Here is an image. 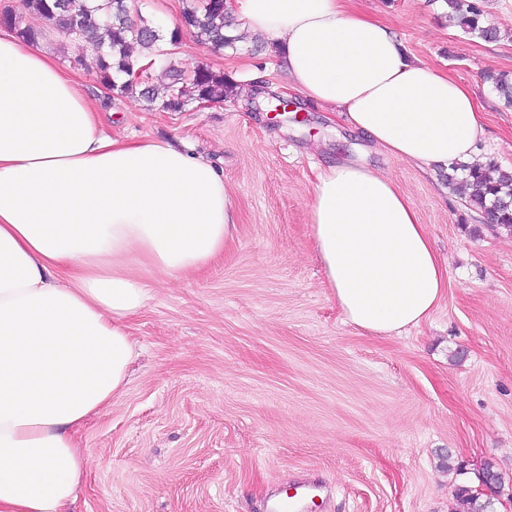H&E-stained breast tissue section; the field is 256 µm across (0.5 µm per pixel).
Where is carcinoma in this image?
I'll return each instance as SVG.
<instances>
[{"mask_svg":"<svg viewBox=\"0 0 512 512\" xmlns=\"http://www.w3.org/2000/svg\"><path fill=\"white\" fill-rule=\"evenodd\" d=\"M450 17L459 25L485 40L496 38V30L484 25L476 0H447ZM49 18L74 45L79 65L92 59L100 84L111 94L137 96L149 109L183 112L193 103H221L232 98L236 85L208 66H200L186 75L169 60L167 43L176 45L187 30L197 42L213 52H221L234 43L225 34L231 19L224 0H188L181 23L169 34L141 14H131L126 0H21L20 9L0 12V26L27 41H36L40 30L26 21L29 15ZM145 69V77H136ZM485 79L512 107V78L488 74ZM448 184L463 189L470 208L487 217L486 226L512 233V170L491 160L485 165L466 166L457 161L448 164ZM457 512H494L491 499L457 493Z\"/></svg>","mask_w":512,"mask_h":512,"instance_id":"1","label":"carcinoma"}]
</instances>
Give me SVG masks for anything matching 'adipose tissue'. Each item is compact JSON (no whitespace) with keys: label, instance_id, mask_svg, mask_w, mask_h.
Here are the masks:
<instances>
[{"label":"adipose tissue","instance_id":"1","mask_svg":"<svg viewBox=\"0 0 512 512\" xmlns=\"http://www.w3.org/2000/svg\"><path fill=\"white\" fill-rule=\"evenodd\" d=\"M228 11L282 47L288 89L377 148L426 167L476 158L475 93L409 59L352 0H230ZM310 222L351 324L390 335L438 306L448 270L389 176L321 170ZM236 228L210 158L112 137L51 50L0 35V512H66L89 471L76 432L125 388L128 322L150 274L204 267Z\"/></svg>","mask_w":512,"mask_h":512}]
</instances>
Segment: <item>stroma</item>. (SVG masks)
Segmentation results:
<instances>
[{
  "label": "stroma",
  "instance_id": "35a3bbf8",
  "mask_svg": "<svg viewBox=\"0 0 512 512\" xmlns=\"http://www.w3.org/2000/svg\"><path fill=\"white\" fill-rule=\"evenodd\" d=\"M486 40L448 18L445 0H356L406 50L470 87L486 128L482 160L512 169V107L488 75L512 77V0H477ZM80 78L112 135L166 140L213 158L237 204L223 254L176 278L154 275L129 321L138 354L125 390L78 441L89 475L72 512H269L300 482L316 512H455L456 494L492 468L490 498L512 512V233L490 229L439 168L390 157L342 119L283 93L276 47L240 37L215 53L183 33L171 60L207 65L243 92L183 112L106 96L94 71L29 17ZM253 72L257 81H245ZM286 95L258 112L257 92ZM352 161L390 176L412 201L448 287L432 315L381 336L347 322L314 252L317 174Z\"/></svg>",
  "mask_w": 512,
  "mask_h": 512
}]
</instances>
